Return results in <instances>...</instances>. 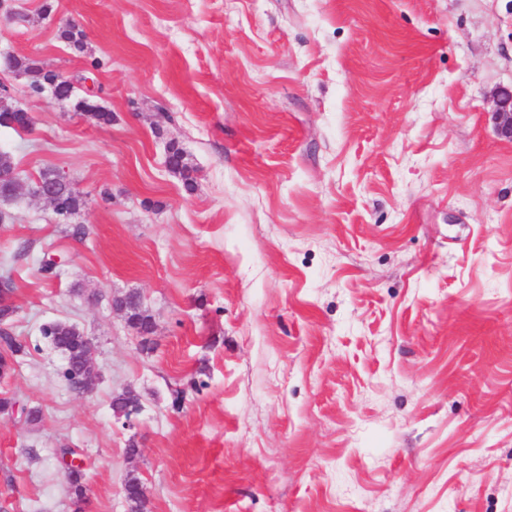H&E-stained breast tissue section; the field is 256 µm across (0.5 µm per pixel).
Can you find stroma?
I'll return each mask as SVG.
<instances>
[{
	"mask_svg": "<svg viewBox=\"0 0 512 512\" xmlns=\"http://www.w3.org/2000/svg\"><path fill=\"white\" fill-rule=\"evenodd\" d=\"M0 52L92 73L112 115L0 65L31 116L0 126L28 346L0 380V512H74L65 446L84 512H128L133 475L143 512H512V0H0ZM47 169L68 218L29 192ZM129 292L149 339L112 307ZM54 321L93 341L91 393ZM495 119L499 135L512 140V89L502 88L495 97ZM36 182H39L57 197L60 216L67 217L80 208V198L72 191L69 183L61 179L57 173L52 171L41 172Z\"/></svg>",
	"mask_w": 512,
	"mask_h": 512,
	"instance_id": "1",
	"label": "stroma"
}]
</instances>
